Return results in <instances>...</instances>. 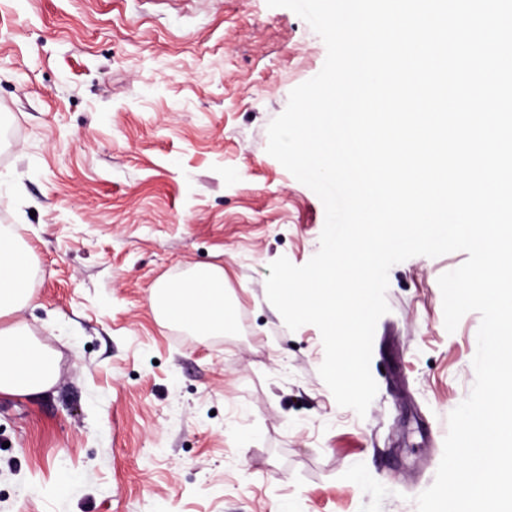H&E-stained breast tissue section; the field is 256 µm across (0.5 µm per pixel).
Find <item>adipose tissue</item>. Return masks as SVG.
Wrapping results in <instances>:
<instances>
[{
	"instance_id": "obj_1",
	"label": "adipose tissue",
	"mask_w": 512,
	"mask_h": 512,
	"mask_svg": "<svg viewBox=\"0 0 512 512\" xmlns=\"http://www.w3.org/2000/svg\"><path fill=\"white\" fill-rule=\"evenodd\" d=\"M31 297L28 251L0 226V394L35 396L57 380L53 357L26 326L16 321ZM152 310L166 322L195 335L220 336L231 326L224 299V270L199 268L183 279L163 281L151 297Z\"/></svg>"
}]
</instances>
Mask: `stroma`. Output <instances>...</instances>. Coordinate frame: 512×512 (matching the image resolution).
Here are the masks:
<instances>
[{"instance_id": "obj_1", "label": "stroma", "mask_w": 512, "mask_h": 512, "mask_svg": "<svg viewBox=\"0 0 512 512\" xmlns=\"http://www.w3.org/2000/svg\"><path fill=\"white\" fill-rule=\"evenodd\" d=\"M325 58L266 0H0V225L58 369L0 395V512H416L475 380L481 318L447 332L438 286L466 253L391 268L363 417L266 297L271 262L320 246V198L266 147ZM210 265L224 335L153 314L157 281Z\"/></svg>"}]
</instances>
